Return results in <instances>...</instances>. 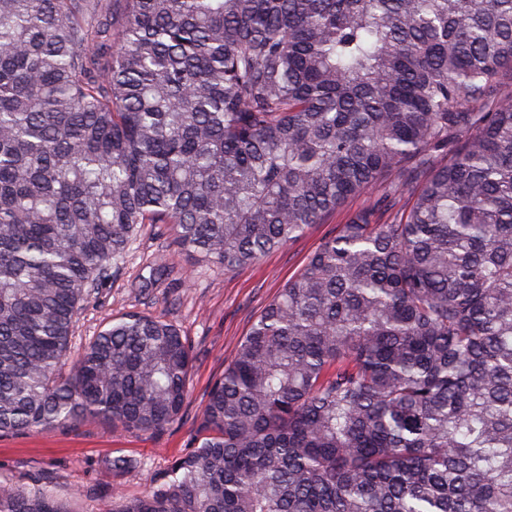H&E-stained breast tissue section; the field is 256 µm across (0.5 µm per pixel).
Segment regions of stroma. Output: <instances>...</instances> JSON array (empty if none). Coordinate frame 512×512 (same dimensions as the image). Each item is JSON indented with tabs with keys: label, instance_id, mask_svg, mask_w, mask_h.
I'll return each instance as SVG.
<instances>
[{
	"label": "stroma",
	"instance_id": "35a3bbf8",
	"mask_svg": "<svg viewBox=\"0 0 512 512\" xmlns=\"http://www.w3.org/2000/svg\"><path fill=\"white\" fill-rule=\"evenodd\" d=\"M363 202L360 196L349 199L325 223L309 225L296 241L232 271L183 254L171 225H140L113 265L110 279L82 303L69 356L77 358L110 318L141 313L171 321L194 358L183 418L156 435L127 432L96 418L75 430L4 435L0 437V474L53 472L57 491L66 498L110 485L112 477L100 469L99 462L121 451L144 463L143 469L120 480L125 494H140L149 470L164 467L190 447L193 419L254 318L305 265L314 248L335 235Z\"/></svg>",
	"mask_w": 512,
	"mask_h": 512
}]
</instances>
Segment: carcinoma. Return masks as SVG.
I'll use <instances>...</instances> for the list:
<instances>
[{"mask_svg": "<svg viewBox=\"0 0 512 512\" xmlns=\"http://www.w3.org/2000/svg\"><path fill=\"white\" fill-rule=\"evenodd\" d=\"M382 184L140 495L0 477V512H512V0H0V435L181 419L167 321L63 370L137 225L232 271Z\"/></svg>", "mask_w": 512, "mask_h": 512, "instance_id": "carcinoma-1", "label": "carcinoma"}]
</instances>
